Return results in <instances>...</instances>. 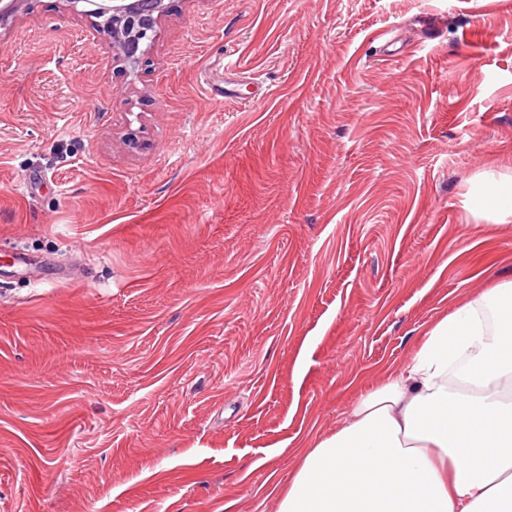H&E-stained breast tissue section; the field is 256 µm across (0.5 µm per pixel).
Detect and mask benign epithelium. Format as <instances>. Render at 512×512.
<instances>
[{"instance_id":"benign-epithelium-1","label":"benign epithelium","mask_w":512,"mask_h":512,"mask_svg":"<svg viewBox=\"0 0 512 512\" xmlns=\"http://www.w3.org/2000/svg\"><path fill=\"white\" fill-rule=\"evenodd\" d=\"M85 0H63L74 14L104 19V27L112 36V51L123 60H138L140 42L150 38L164 15L163 0H98L89 14L78 9Z\"/></svg>"}]
</instances>
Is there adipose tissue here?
I'll list each match as a JSON object with an SVG mask.
<instances>
[{
  "label": "adipose tissue",
  "instance_id": "ef3b65f1",
  "mask_svg": "<svg viewBox=\"0 0 512 512\" xmlns=\"http://www.w3.org/2000/svg\"><path fill=\"white\" fill-rule=\"evenodd\" d=\"M476 231L512 223V168L470 182ZM512 279L431 325L307 452L278 512H512Z\"/></svg>",
  "mask_w": 512,
  "mask_h": 512
}]
</instances>
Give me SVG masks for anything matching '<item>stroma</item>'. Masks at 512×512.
Segmentation results:
<instances>
[{
  "label": "stroma",
  "mask_w": 512,
  "mask_h": 512,
  "mask_svg": "<svg viewBox=\"0 0 512 512\" xmlns=\"http://www.w3.org/2000/svg\"><path fill=\"white\" fill-rule=\"evenodd\" d=\"M164 3L134 65L60 0L0 24V512H277L512 278L465 197L512 156V0Z\"/></svg>",
  "instance_id": "stroma-1"
}]
</instances>
